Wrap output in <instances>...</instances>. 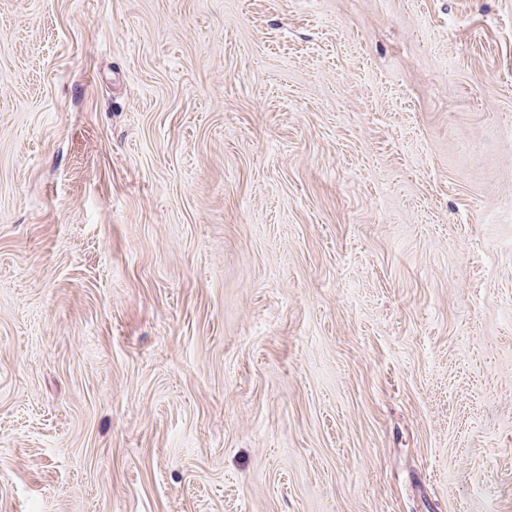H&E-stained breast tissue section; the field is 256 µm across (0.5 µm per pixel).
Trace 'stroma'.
<instances>
[{
  "instance_id": "1",
  "label": "stroma",
  "mask_w": 512,
  "mask_h": 512,
  "mask_svg": "<svg viewBox=\"0 0 512 512\" xmlns=\"http://www.w3.org/2000/svg\"><path fill=\"white\" fill-rule=\"evenodd\" d=\"M0 512H512V0H0Z\"/></svg>"
}]
</instances>
